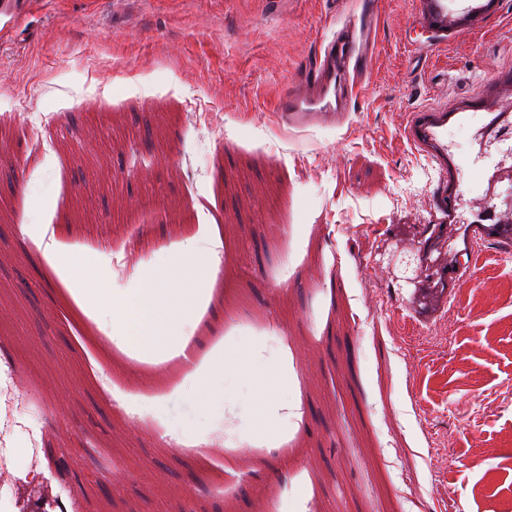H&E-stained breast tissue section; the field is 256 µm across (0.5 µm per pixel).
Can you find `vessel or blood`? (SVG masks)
Wrapping results in <instances>:
<instances>
[{"instance_id":"1","label":"vessel or blood","mask_w":512,"mask_h":512,"mask_svg":"<svg viewBox=\"0 0 512 512\" xmlns=\"http://www.w3.org/2000/svg\"><path fill=\"white\" fill-rule=\"evenodd\" d=\"M378 14L368 6L360 16L343 20L336 35L314 55L304 75L291 84L275 109L291 126H305L325 114L344 112L361 96L364 85L356 64L369 57Z\"/></svg>"}]
</instances>
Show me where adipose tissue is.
I'll list each match as a JSON object with an SVG mask.
<instances>
[{
	"instance_id": "obj_1",
	"label": "adipose tissue",
	"mask_w": 512,
	"mask_h": 512,
	"mask_svg": "<svg viewBox=\"0 0 512 512\" xmlns=\"http://www.w3.org/2000/svg\"><path fill=\"white\" fill-rule=\"evenodd\" d=\"M59 263L71 276L85 283V302L98 304L109 310L112 341L139 353L166 359L180 358L187 376L197 377L200 361L191 360L188 345L171 349L170 338L164 333L165 328L173 324L178 316L175 302L179 298L180 288L177 282H157L147 288L114 296L100 288L96 270L66 256L60 257Z\"/></svg>"
}]
</instances>
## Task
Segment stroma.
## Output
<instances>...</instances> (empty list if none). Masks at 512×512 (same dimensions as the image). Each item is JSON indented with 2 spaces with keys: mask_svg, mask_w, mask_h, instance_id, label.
<instances>
[{
  "mask_svg": "<svg viewBox=\"0 0 512 512\" xmlns=\"http://www.w3.org/2000/svg\"><path fill=\"white\" fill-rule=\"evenodd\" d=\"M360 2L31 0L0 37V386L20 396L0 512H512V248L482 241L458 279L425 262L441 199L482 184L472 126L445 130L451 173L416 136L512 84V0L444 30L377 0L363 97L282 124L273 102ZM59 255L117 295L190 288L170 333L205 340L223 415L117 348ZM228 348L285 380L264 436Z\"/></svg>",
  "mask_w": 512,
  "mask_h": 512,
  "instance_id": "35a3bbf8",
  "label": "stroma"
}]
</instances>
